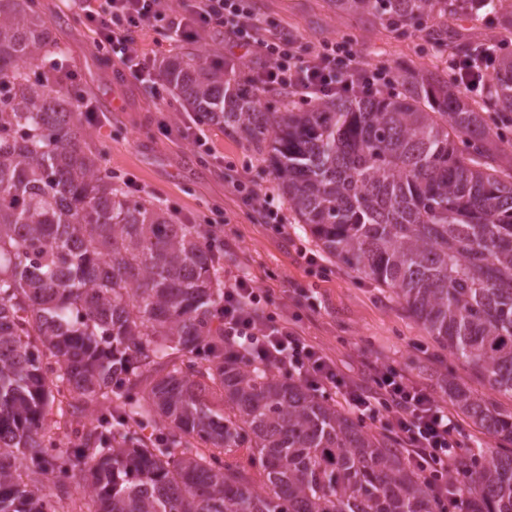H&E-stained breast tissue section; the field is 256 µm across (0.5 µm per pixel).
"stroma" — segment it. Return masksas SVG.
<instances>
[{"mask_svg": "<svg viewBox=\"0 0 512 512\" xmlns=\"http://www.w3.org/2000/svg\"><path fill=\"white\" fill-rule=\"evenodd\" d=\"M37 6L65 47L63 66L75 73L94 113L83 122L84 140L101 151L106 170L133 177L140 197L162 201L174 222L188 218L201 223L223 212L224 237L232 244L224 252L225 269L248 272L273 304L308 297V304L299 310V331L343 371L354 374L362 360L381 359L401 365L443 400L453 376L472 390L485 392L473 371L450 355H436L427 332L389 289L330 261L299 225L288 224L283 237L242 206L227 180L225 164L235 165L262 191L273 194L277 187L265 163L239 137L225 131L223 124L201 123L199 113L177 99L175 123L203 128L213 152L206 155L188 141L167 139L155 121L150 85L118 73L106 53L97 49L93 33L65 11L60 0H37ZM252 7L264 22L294 34L304 48L329 38H346L366 61L395 70L448 67V54L432 49L420 34L400 36L380 23L336 13L326 0H252ZM136 41L140 54L159 63L194 52L215 64L232 62L242 76L251 74L255 66L240 50L229 49L217 32L170 44L161 35L141 32ZM300 244L316 253L320 269H310L298 256Z\"/></svg>", "mask_w": 512, "mask_h": 512, "instance_id": "35a3bbf8", "label": "stroma"}]
</instances>
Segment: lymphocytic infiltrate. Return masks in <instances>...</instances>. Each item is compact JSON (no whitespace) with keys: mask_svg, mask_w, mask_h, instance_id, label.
Returning a JSON list of instances; mask_svg holds the SVG:
<instances>
[{"mask_svg":"<svg viewBox=\"0 0 512 512\" xmlns=\"http://www.w3.org/2000/svg\"><path fill=\"white\" fill-rule=\"evenodd\" d=\"M64 8L94 31L96 45L108 52L120 72L131 80L150 81L157 112L169 111L168 84L142 60L136 35L144 29L166 37H194L217 30L227 45L254 57L258 66L241 82L244 93L283 89L300 99L369 95L391 90L395 79L385 65L360 58L345 40L327 41L312 51L300 50L296 37L264 25L249 0H194L187 13L173 10L168 0H62ZM499 44L488 42L472 57L448 64L454 87L481 92L496 60ZM243 206L260 209L266 223L284 231L286 217L273 195L261 192L244 176L230 180ZM224 340L250 361L282 368L310 390H339L347 408L361 422L385 423L410 463L431 491L440 512H461L458 496L449 489L448 466L461 445L460 425L433 391L411 379L396 364L372 363L367 383L344 374L335 361L307 344L287 314L271 308L266 293L244 273L224 276V304L219 310Z\"/></svg>","mask_w":512,"mask_h":512,"instance_id":"1","label":"lymphocytic infiltrate"}]
</instances>
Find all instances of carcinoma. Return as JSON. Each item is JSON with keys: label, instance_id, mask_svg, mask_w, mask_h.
<instances>
[{"label": "carcinoma", "instance_id": "1", "mask_svg": "<svg viewBox=\"0 0 512 512\" xmlns=\"http://www.w3.org/2000/svg\"><path fill=\"white\" fill-rule=\"evenodd\" d=\"M329 2L397 31L423 21L436 49L471 52L449 34L468 0ZM483 2L469 15L512 35V0ZM64 54L36 0H0V512H51L45 490L62 499L71 482L95 512H437L393 437L224 355V249L112 183L73 82L27 71ZM166 77L263 157L328 257L391 289L439 348L512 396V165L497 160L512 147L511 55L470 101L445 71L368 99L277 90L273 110L238 95L230 63L189 53ZM448 399L505 444L455 469L463 502L512 512V411L451 379ZM57 403L73 432L64 448L45 440ZM156 415L162 438L145 440Z\"/></svg>", "mask_w": 512, "mask_h": 512}]
</instances>
